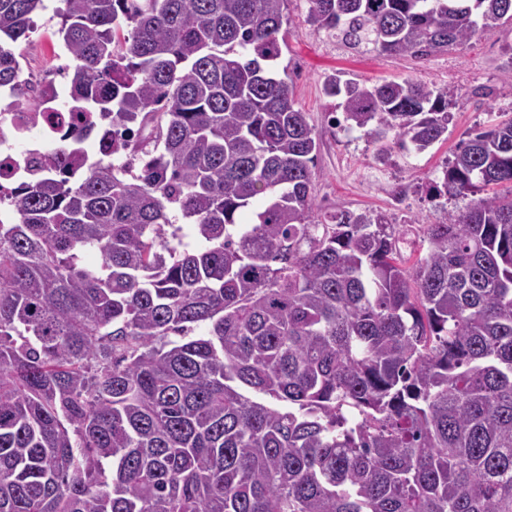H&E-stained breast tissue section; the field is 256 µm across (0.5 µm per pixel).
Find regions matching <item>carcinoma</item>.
I'll return each mask as SVG.
<instances>
[{
  "mask_svg": "<svg viewBox=\"0 0 512 512\" xmlns=\"http://www.w3.org/2000/svg\"><path fill=\"white\" fill-rule=\"evenodd\" d=\"M81 139L0 223V512H512V118L438 192L509 183L398 262L377 214L321 216L287 0H63ZM45 0H0V89ZM357 52L426 57L512 0H309ZM345 121L423 151L456 93L333 76ZM252 209L249 223L239 214ZM100 254L97 267L82 254Z\"/></svg>",
  "mask_w": 512,
  "mask_h": 512,
  "instance_id": "1",
  "label": "carcinoma"
}]
</instances>
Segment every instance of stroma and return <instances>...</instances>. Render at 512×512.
I'll list each match as a JSON object with an SVG mask.
<instances>
[{
    "mask_svg": "<svg viewBox=\"0 0 512 512\" xmlns=\"http://www.w3.org/2000/svg\"><path fill=\"white\" fill-rule=\"evenodd\" d=\"M60 5V0H48L29 40L19 46L22 72L32 79H44L57 65L51 47L58 40ZM307 12V0H288L278 66L287 69L294 98L319 139L312 190L316 210L321 215L339 208L384 215L401 233L405 260L414 262L426 251V225L442 223L449 212L468 204L463 197L433 195L431 182L441 178L463 141L512 116V65L505 55L512 48V27L423 59L399 58L348 49L309 25ZM338 72L360 82L415 79L453 89L447 140L420 152L393 145L379 155L378 143L366 130L331 123L337 102L326 98L322 87Z\"/></svg>",
    "mask_w": 512,
    "mask_h": 512,
    "instance_id": "stroma-1",
    "label": "stroma"
}]
</instances>
